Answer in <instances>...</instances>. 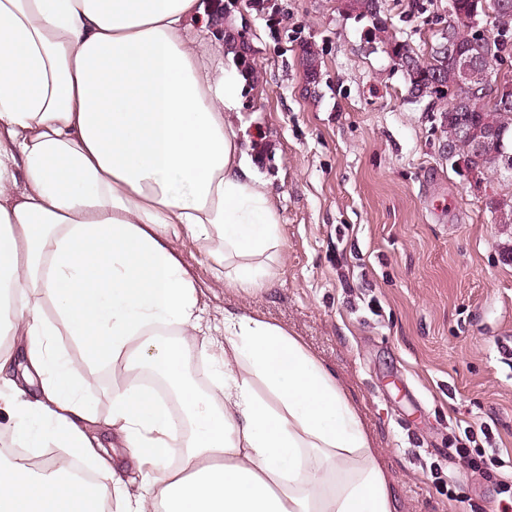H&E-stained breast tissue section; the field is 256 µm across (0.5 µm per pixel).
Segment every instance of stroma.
<instances>
[{"label":"stroma","mask_w":512,"mask_h":512,"mask_svg":"<svg viewBox=\"0 0 512 512\" xmlns=\"http://www.w3.org/2000/svg\"><path fill=\"white\" fill-rule=\"evenodd\" d=\"M277 3L272 27L238 0L259 79L232 120L274 196L282 259L269 291L239 297L180 241L204 317L218 325L240 307L298 336L359 409L399 512H492L512 463V227L450 166L435 113L367 43L366 22L337 0ZM423 3L387 0L394 33L422 53L448 15V0ZM305 39L321 61L313 96ZM458 448L479 450V472Z\"/></svg>","instance_id":"stroma-1"}]
</instances>
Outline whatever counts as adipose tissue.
<instances>
[{
	"label": "adipose tissue",
	"instance_id": "obj_1",
	"mask_svg": "<svg viewBox=\"0 0 512 512\" xmlns=\"http://www.w3.org/2000/svg\"><path fill=\"white\" fill-rule=\"evenodd\" d=\"M223 6L0 0V417L20 447L53 443L99 473L89 487L66 461L41 476L15 459L0 467V512L398 510L355 405L281 326L225 311L209 390L185 377L205 328L178 242L250 297L273 285L282 248L273 196L225 120L245 76L197 50ZM62 331L96 345L73 360ZM98 362L113 367L105 416L85 397ZM147 367L175 387L189 432L142 387Z\"/></svg>",
	"mask_w": 512,
	"mask_h": 512
}]
</instances>
